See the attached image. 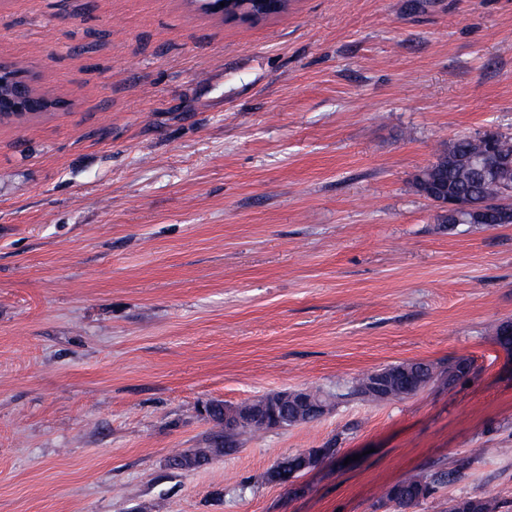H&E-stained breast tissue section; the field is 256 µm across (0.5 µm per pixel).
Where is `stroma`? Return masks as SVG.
Here are the masks:
<instances>
[{
    "instance_id": "1",
    "label": "stroma",
    "mask_w": 512,
    "mask_h": 512,
    "mask_svg": "<svg viewBox=\"0 0 512 512\" xmlns=\"http://www.w3.org/2000/svg\"><path fill=\"white\" fill-rule=\"evenodd\" d=\"M0 60L62 106L0 123V512H390L406 473L512 501V224L446 229L415 175L512 137V0H0ZM468 379L242 436L207 401L404 360ZM339 439L295 486L264 475Z\"/></svg>"
}]
</instances>
